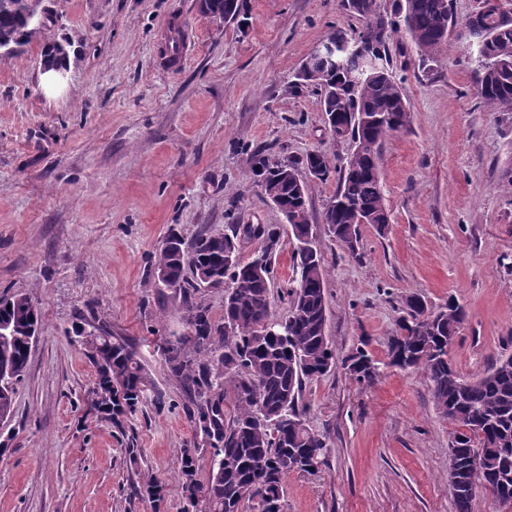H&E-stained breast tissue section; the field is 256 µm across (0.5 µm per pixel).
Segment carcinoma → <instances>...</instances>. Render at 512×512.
I'll return each instance as SVG.
<instances>
[{
  "instance_id": "obj_1",
  "label": "carcinoma",
  "mask_w": 512,
  "mask_h": 512,
  "mask_svg": "<svg viewBox=\"0 0 512 512\" xmlns=\"http://www.w3.org/2000/svg\"><path fill=\"white\" fill-rule=\"evenodd\" d=\"M361 22L351 40L334 34L329 40L350 48L333 57L312 53L296 73L293 87L313 86L321 111L347 126L354 150L339 169L336 193L324 212L336 242L357 256L360 226L383 232L389 211L383 195L380 161L385 141L410 124L411 108L390 70L388 40L382 25L403 24L421 65L448 46L455 26L450 0H393L391 14L378 0H343ZM480 27L467 36L477 44L475 82L478 97L494 110L512 112V14L500 5L479 11ZM46 27L30 13L29 0H0V49L29 44ZM325 168L328 160L311 152L300 162L283 164L258 150L251 168L262 194L276 200L293 236H313L308 200L312 183L298 187L294 179L305 168ZM239 225L219 239L200 233L186 240L176 232L166 239L154 272L158 284L183 298L187 331L162 346L164 363L184 389L196 431L212 449L210 473L198 479L199 446L180 450L177 479L191 507L200 512H283L288 475L312 472L325 463L327 442L310 429L299 405L305 381L340 364L359 383L372 385L381 376L380 361L358 347L343 358L325 334L326 268L322 256L307 249L293 252V286L285 316L271 318L272 255L277 231L263 226L266 266L229 269L224 251L237 249ZM224 288V323L213 322L197 298L204 287ZM398 328L387 341L386 365L427 372L433 401L454 431L448 446V487L456 512H475L486 491L499 498L512 491V355L497 359L480 377L467 380L448 359V349L466 319L464 308L450 299L433 308L415 294L405 298ZM12 336L0 341V416L14 407L23 380L28 350L39 328L30 297L0 298V325ZM73 332L95 373L93 408L101 420L121 425L136 412L153 388L135 347L114 336L103 324H75ZM231 387L235 414L226 419L224 394ZM137 494L160 508L166 487L148 479Z\"/></svg>"
}]
</instances>
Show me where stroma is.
<instances>
[{
  "mask_svg": "<svg viewBox=\"0 0 512 512\" xmlns=\"http://www.w3.org/2000/svg\"><path fill=\"white\" fill-rule=\"evenodd\" d=\"M53 21L21 53L0 55V295L24 294L41 317L14 409L0 422V512H183L181 448L199 440L161 354L185 330L179 292L153 270L170 230L219 234L228 223L278 228L272 317L287 310L294 239L262 195L250 157L351 153L334 139L301 63L360 22L342 0H244L222 21L198 0H45ZM183 54L167 64L171 27ZM67 47V77L41 72L45 43ZM393 74L411 107L388 139L381 175L391 222L360 230L348 255L323 221L338 176L315 183L309 211L327 275L326 334L337 356L385 360L404 298H455L467 318L448 357L469 379L512 353V112L476 96L477 49L451 39L428 66L402 28ZM130 341L166 406L144 400L121 425L91 407L93 368L70 330L78 317ZM302 402L329 443L324 465L295 473L284 512H455L453 430L419 368H384L365 386L337 367ZM136 448L129 457L128 448ZM166 484L161 507L141 498Z\"/></svg>",
  "mask_w": 512,
  "mask_h": 512,
  "instance_id": "1",
  "label": "stroma"
}]
</instances>
